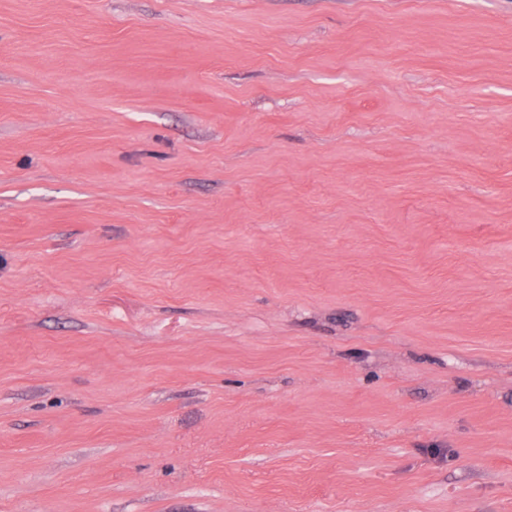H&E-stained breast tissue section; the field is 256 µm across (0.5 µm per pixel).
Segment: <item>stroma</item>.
<instances>
[{
  "label": "stroma",
  "instance_id": "obj_1",
  "mask_svg": "<svg viewBox=\"0 0 512 512\" xmlns=\"http://www.w3.org/2000/svg\"><path fill=\"white\" fill-rule=\"evenodd\" d=\"M0 512H512V0H0Z\"/></svg>",
  "mask_w": 512,
  "mask_h": 512
}]
</instances>
